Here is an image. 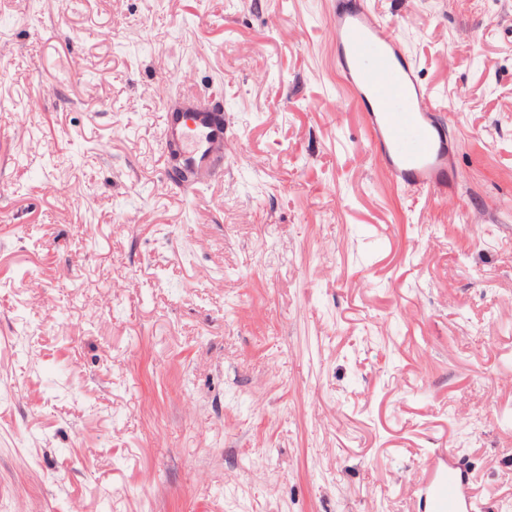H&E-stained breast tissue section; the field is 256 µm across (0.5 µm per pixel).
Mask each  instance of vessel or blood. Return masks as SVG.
Instances as JSON below:
<instances>
[{"label":"vessel or blood","mask_w":512,"mask_h":512,"mask_svg":"<svg viewBox=\"0 0 512 512\" xmlns=\"http://www.w3.org/2000/svg\"><path fill=\"white\" fill-rule=\"evenodd\" d=\"M326 30L350 90L336 99L335 111L365 103L368 150L388 179L447 204L449 210L460 208L463 173L455 162L456 145L395 26L377 16L366 0H353L337 6ZM161 141L164 157L178 158L181 164L183 190L223 180L222 164L231 151L223 113L205 109L190 94L166 102ZM473 481L471 468L454 448L433 449L428 478L418 489L426 512H485V504L472 493Z\"/></svg>","instance_id":"obj_1"}]
</instances>
